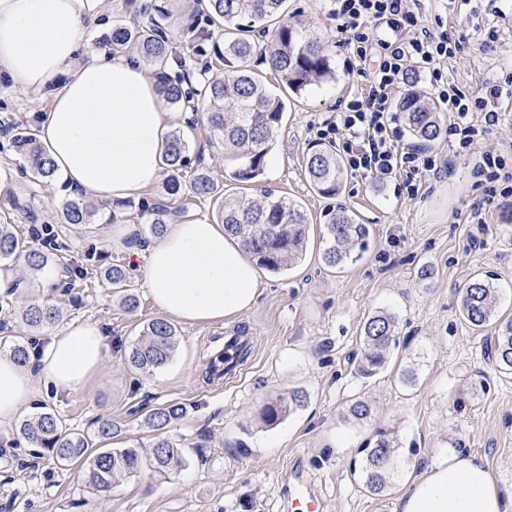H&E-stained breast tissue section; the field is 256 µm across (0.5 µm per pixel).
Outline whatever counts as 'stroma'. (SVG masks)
I'll return each mask as SVG.
<instances>
[{"label":"stroma","instance_id":"1","mask_svg":"<svg viewBox=\"0 0 512 512\" xmlns=\"http://www.w3.org/2000/svg\"><path fill=\"white\" fill-rule=\"evenodd\" d=\"M166 32L186 61L192 86H200L208 57L184 42L182 31L202 14L200 0H172ZM144 0H106V8L82 36L83 52L97 51L117 22H149ZM331 0H287L284 20L319 30L326 42L334 79L288 95V106L263 174L253 184L235 181L236 160L214 138L204 113H197L189 135L200 163L227 193L255 198L263 190L297 201L310 221L304 258L281 273L261 270L263 290L256 305L232 323L177 322L179 346L163 368L146 373L127 357L144 326L158 316L135 267L143 258L112 242L109 227L132 224L138 244H147L149 218L137 203H98L93 223H62L60 207L74 193L61 180L35 184L23 175L25 160L0 132V224L29 238L32 225L53 224L61 249L39 271L21 268L20 286L0 297V349L17 344L30 354L81 320L102 323L108 347L101 369L78 391L39 387L18 420L0 425V512H286L285 486L302 473L322 503V512H395L409 477L421 473L443 452L462 449L482 458L499 486L512 490V373H502L491 328L474 329L460 314L459 291L473 276L493 275L501 294L498 312L512 316V202L491 206L485 227L467 223L471 205L485 187L474 173L475 157L512 146V100H501L506 120L488 127L471 154L456 155L448 131L451 116L441 113L443 131L430 147L442 171L420 181L415 195L398 178L374 180L345 174L336 199L316 192L305 174V160L317 144L315 126L342 109L364 84L353 50L336 29ZM426 25L447 32L460 47L440 64L444 79L473 95L512 71V0H426ZM498 32L485 42L484 32ZM53 86L32 93L0 77V120L28 123L45 112ZM27 201L28 211L14 199ZM346 205L371 236L353 262L332 268L322 260L324 223L332 202ZM83 266L85 278L69 280L66 263ZM130 273L139 305L124 306L120 294L104 285L111 264ZM55 280L50 295L58 325L35 330L21 314L41 298V285ZM398 318L399 344L384 368L363 375L361 329L379 310ZM243 333L251 358L243 370L222 381L204 377L208 355L218 339ZM415 367L413 384L401 381ZM300 391L303 406L276 424L261 419L270 400ZM371 408L354 421L350 406ZM182 407L166 429L184 463L159 476L149 467L115 478L108 491L90 486L81 467L62 466L21 439V420L49 410L71 430L95 434L99 421L120 431L117 442L150 447L156 433L147 424L160 406ZM396 440L399 459L386 493L364 485V448L379 432Z\"/></svg>","mask_w":512,"mask_h":512}]
</instances>
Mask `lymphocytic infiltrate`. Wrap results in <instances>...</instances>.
I'll list each match as a JSON object with an SVG mask.
<instances>
[{
	"instance_id": "lymphocytic-infiltrate-1",
	"label": "lymphocytic infiltrate",
	"mask_w": 512,
	"mask_h": 512,
	"mask_svg": "<svg viewBox=\"0 0 512 512\" xmlns=\"http://www.w3.org/2000/svg\"><path fill=\"white\" fill-rule=\"evenodd\" d=\"M331 16L339 33L353 46L366 85L347 101L343 111L317 126L318 139L336 147L352 174L383 180L402 175L408 194L417 180L439 173L431 154L402 148L390 135L393 94L408 78L425 80L437 102L450 112L449 127L460 152L470 151L488 126L499 121L498 104L512 99V74L473 96L443 82L439 63L456 56L459 45L447 33H435L421 19L422 0H333ZM490 197L512 198V162L503 152L487 150L476 158Z\"/></svg>"
}]
</instances>
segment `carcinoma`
I'll list each match as a JSON object with an SVG mask.
<instances>
[{
  "mask_svg": "<svg viewBox=\"0 0 512 512\" xmlns=\"http://www.w3.org/2000/svg\"><path fill=\"white\" fill-rule=\"evenodd\" d=\"M286 0H207L204 14L206 25L196 22L188 28L190 42L198 52L203 43L211 42L219 72L208 80L205 89L207 123L215 139L224 143V149L243 159L234 170L233 179L240 183L255 181L266 165V158L276 139L285 100L269 92L256 78L250 62L256 50L254 33L268 35L263 44L265 59L272 64L288 89L299 95L308 87L325 83L334 77L329 56L323 45L307 30L286 22L270 30L264 23L277 20L283 13ZM150 26L112 27L108 44L115 52L130 46L138 56L156 71L158 91L172 108L180 110L190 101L184 89L186 78L169 76L167 67L173 62L186 70V61L173 50L162 22L169 17L167 6L152 5ZM399 110L411 135L424 145L434 143L441 135L437 113L427 107L420 95L411 91L400 101ZM12 144L16 151L31 161L30 177L34 183H48L56 177L55 165L46 155L32 129L13 123ZM191 141L175 130L168 139L165 165L170 172L166 184L167 195L179 198L185 194L180 174L190 161ZM344 165L327 147H320L307 156L306 176L314 190L326 198H333L343 180ZM191 198L213 199L218 203L219 223L228 235L238 239L246 252L271 272L279 273L303 257L308 240L309 220L305 211L294 201L264 191L258 200L246 201L224 194L210 172L199 167L190 182ZM142 210L150 217V232L158 236L164 232L172 217L181 208L163 203H143ZM94 205L84 197L72 198L63 207V223L73 226L93 223ZM370 235L369 225L355 220L349 210L338 206L327 214L325 239L327 247L323 258L330 266H341L360 257ZM32 236L38 246H31L16 235L10 224H0V261L22 262L32 270H42L49 262V251L58 247L56 234L35 229ZM103 281L112 288L125 292L124 302L136 307L138 300L129 292L123 269L113 265L104 271ZM498 286L490 276L474 277L462 288L460 299L464 318L474 327L494 326V350L499 366L512 372V318L497 315ZM60 318L59 309L48 302H30L22 312L26 325L43 329ZM398 319L388 311H377L363 326V372L374 374L385 362L386 353L396 342ZM178 344L176 327L165 319H154L143 329L140 339L132 345L129 362L152 372L172 359ZM302 396L293 392L288 399L277 398L261 409V419L276 423L284 414L301 405ZM181 414L175 404L154 409L148 421L157 436L151 448H107L91 450L92 439L63 426L52 412L43 411L24 420L20 433L30 442L46 450L62 465L79 463L86 467L87 482L97 491L112 486L114 477L133 475L149 462L159 476L182 464L177 448L163 430ZM399 449L393 438L380 435L373 447L366 449L364 485L373 494L385 492L388 479L397 466Z\"/></svg>",
  "mask_w": 512,
  "mask_h": 512,
  "instance_id": "carcinoma-1",
  "label": "carcinoma"
}]
</instances>
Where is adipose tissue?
<instances>
[{
  "instance_id": "ef3b65f1",
  "label": "adipose tissue",
  "mask_w": 512,
  "mask_h": 512,
  "mask_svg": "<svg viewBox=\"0 0 512 512\" xmlns=\"http://www.w3.org/2000/svg\"><path fill=\"white\" fill-rule=\"evenodd\" d=\"M105 0H0V75L25 91L61 79L36 137L70 189L101 202L143 194L160 179L169 112L133 54H84L85 29ZM154 307L185 323L221 324L249 311L258 269L209 220L177 221L150 242L141 270ZM107 334L80 321L52 336L29 366L0 354V424L14 420L39 386L75 391L100 367ZM396 512H512L480 459L455 452L411 481Z\"/></svg>"
}]
</instances>
